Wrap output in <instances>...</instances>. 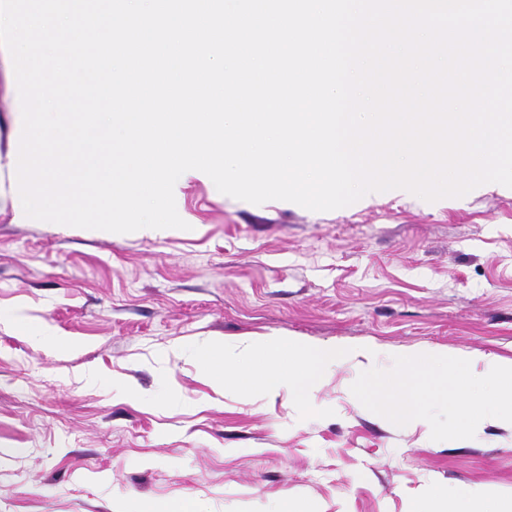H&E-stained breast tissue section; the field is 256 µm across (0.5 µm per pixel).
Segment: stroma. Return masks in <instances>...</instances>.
I'll return each mask as SVG.
<instances>
[{"instance_id":"1","label":"stroma","mask_w":512,"mask_h":512,"mask_svg":"<svg viewBox=\"0 0 512 512\" xmlns=\"http://www.w3.org/2000/svg\"><path fill=\"white\" fill-rule=\"evenodd\" d=\"M17 85L0 48V308L69 350L0 325V512H492L512 501V424L432 440L351 393L353 363L300 419L241 403L172 345L290 334L512 359V188L425 201L378 192L314 212L191 179L187 229L109 234L26 219L12 157Z\"/></svg>"}]
</instances>
